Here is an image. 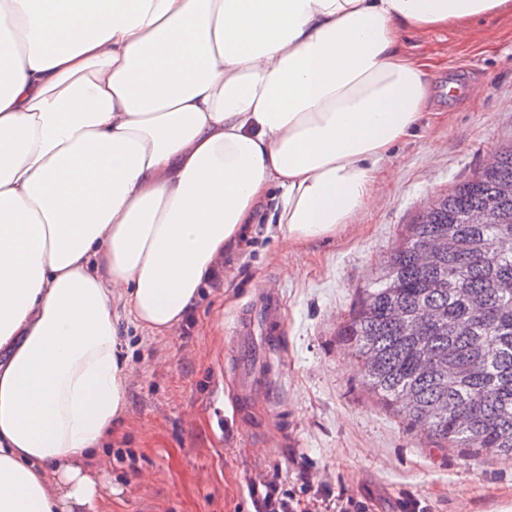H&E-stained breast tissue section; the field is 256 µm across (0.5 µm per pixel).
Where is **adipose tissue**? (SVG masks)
I'll list each match as a JSON object with an SVG mask.
<instances>
[{"mask_svg": "<svg viewBox=\"0 0 512 512\" xmlns=\"http://www.w3.org/2000/svg\"><path fill=\"white\" fill-rule=\"evenodd\" d=\"M512 0H0V512H99L119 323L168 335L261 213L335 235L424 119L405 30Z\"/></svg>", "mask_w": 512, "mask_h": 512, "instance_id": "1", "label": "adipose tissue"}]
</instances>
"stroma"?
I'll return each mask as SVG.
<instances>
[{
    "mask_svg": "<svg viewBox=\"0 0 512 512\" xmlns=\"http://www.w3.org/2000/svg\"><path fill=\"white\" fill-rule=\"evenodd\" d=\"M408 55L434 64L427 114L397 144L393 178L336 235L285 248L274 226L254 225L206 284L191 316L169 335L124 328L134 367L129 410L101 452L108 512H254L247 487L279 468L288 485L308 479L367 498L372 512H512V464L440 449L366 390L339 329L380 260L428 201L470 179L512 142V16L408 31ZM284 298L275 347L249 338L265 365L269 400L221 426L220 406L238 391V323L268 285Z\"/></svg>",
    "mask_w": 512,
    "mask_h": 512,
    "instance_id": "35a3bbf8",
    "label": "stroma"
}]
</instances>
